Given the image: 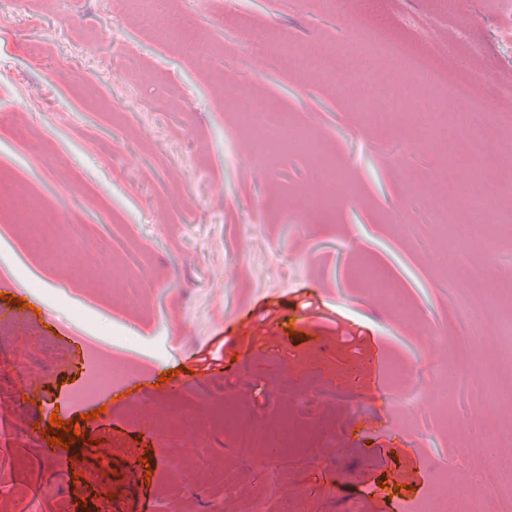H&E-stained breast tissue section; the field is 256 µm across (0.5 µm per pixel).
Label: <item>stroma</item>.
<instances>
[{
	"label": "stroma",
	"instance_id": "35a3bbf8",
	"mask_svg": "<svg viewBox=\"0 0 512 512\" xmlns=\"http://www.w3.org/2000/svg\"><path fill=\"white\" fill-rule=\"evenodd\" d=\"M155 13L209 56L160 40L126 0H0V196L22 195L47 226L39 245L0 212V414L13 424L0 512H248L273 488L269 512H405L426 498L452 512L462 490L500 512L512 409L485 391L512 359V236L438 246L436 203L466 166L354 112L353 77L297 71L244 34L370 47L377 73L417 61L473 81L512 131V0L453 14L445 0H165ZM252 95L312 126L335 177L300 147L258 172L231 107ZM318 186L335 208L300 200ZM475 195L512 225L502 139L460 206ZM104 248L112 264L94 270ZM465 260L488 279L462 278ZM365 268L392 295L368 290ZM83 336L129 370L69 404ZM55 412L86 436L62 475L44 453ZM246 419L278 436L275 457L241 451Z\"/></svg>",
	"mask_w": 512,
	"mask_h": 512
}]
</instances>
